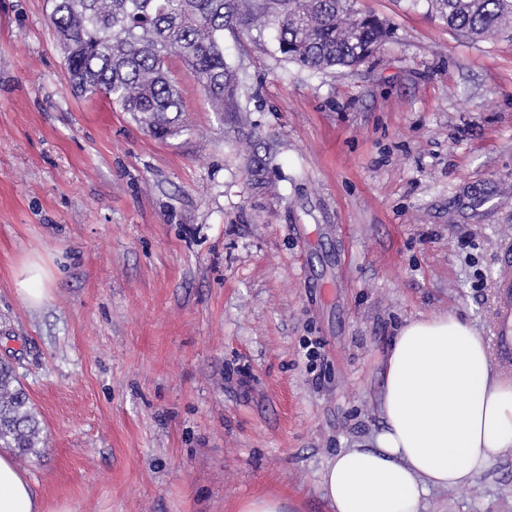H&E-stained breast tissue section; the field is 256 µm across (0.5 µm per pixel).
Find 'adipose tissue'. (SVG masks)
<instances>
[{
    "label": "adipose tissue",
    "instance_id": "1",
    "mask_svg": "<svg viewBox=\"0 0 512 512\" xmlns=\"http://www.w3.org/2000/svg\"><path fill=\"white\" fill-rule=\"evenodd\" d=\"M383 428L373 447L337 453L321 476L332 512H421L433 488L469 484L512 447V378L454 314L412 319L382 362ZM0 512H69L47 506L27 472L0 451Z\"/></svg>",
    "mask_w": 512,
    "mask_h": 512
}]
</instances>
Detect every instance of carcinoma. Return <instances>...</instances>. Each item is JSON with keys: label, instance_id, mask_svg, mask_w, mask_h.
<instances>
[{"label": "carcinoma", "instance_id": "obj_1", "mask_svg": "<svg viewBox=\"0 0 512 512\" xmlns=\"http://www.w3.org/2000/svg\"><path fill=\"white\" fill-rule=\"evenodd\" d=\"M50 23L78 96L104 95L157 138L189 131L167 60L179 58L216 114L237 112V71L224 29L269 27L279 52L315 71L354 69L387 41V25L356 0H52ZM449 28L473 39L512 31V0H427ZM43 428L12 365L0 361V447L26 454Z\"/></svg>", "mask_w": 512, "mask_h": 512}]
</instances>
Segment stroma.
Instances as JSON below:
<instances>
[{
    "mask_svg": "<svg viewBox=\"0 0 512 512\" xmlns=\"http://www.w3.org/2000/svg\"><path fill=\"white\" fill-rule=\"evenodd\" d=\"M357 5L390 37L353 69L225 30L233 118L169 58L189 132L159 140L73 92L51 0H0V359L43 427L15 461L47 504L236 512L282 492L330 512L321 475L373 445L400 327L453 313L491 340L512 39L472 40L426 0ZM28 260L52 274L37 308L16 291ZM423 512H512V447Z\"/></svg>",
    "mask_w": 512,
    "mask_h": 512,
    "instance_id": "obj_1",
    "label": "stroma"
}]
</instances>
